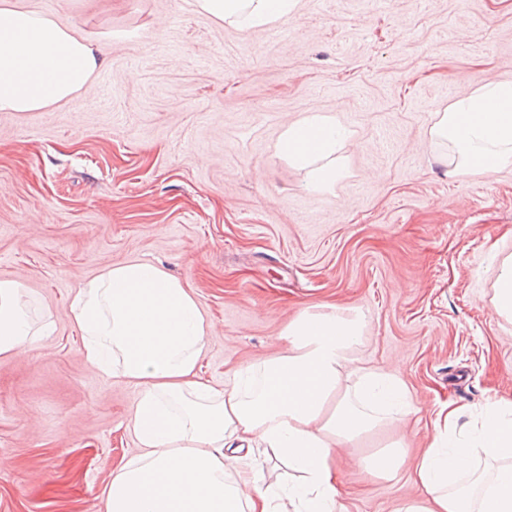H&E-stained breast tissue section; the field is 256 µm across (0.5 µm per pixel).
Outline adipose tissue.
Masks as SVG:
<instances>
[{
    "instance_id": "ef3b65f1",
    "label": "adipose tissue",
    "mask_w": 512,
    "mask_h": 512,
    "mask_svg": "<svg viewBox=\"0 0 512 512\" xmlns=\"http://www.w3.org/2000/svg\"><path fill=\"white\" fill-rule=\"evenodd\" d=\"M299 0H196L199 11L240 30L293 19ZM102 50L45 12L0 0V112H33L80 92L104 67ZM432 136L464 174L512 164V80L478 83L439 112ZM351 131L313 114L286 130L282 150L324 191L340 176L329 159ZM69 311L89 366L139 390L132 424L142 454L106 487V512H338V448L417 414L395 372H365L343 389L365 318L338 309L303 312L279 351L239 365L223 385L201 379L207 323L192 289L151 262L108 268L73 294ZM50 329L29 313L24 288L0 280V359ZM403 440L361 458L367 474L394 479ZM287 460L299 479L264 485L262 462ZM409 479L399 512H512V400L487 402L478 418L443 413Z\"/></svg>"
}]
</instances>
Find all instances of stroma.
<instances>
[{"label": "stroma", "mask_w": 512, "mask_h": 512, "mask_svg": "<svg viewBox=\"0 0 512 512\" xmlns=\"http://www.w3.org/2000/svg\"><path fill=\"white\" fill-rule=\"evenodd\" d=\"M103 46L70 100L0 112V280L47 336L0 361V512H105L140 448L134 384L93 371L72 294L106 268L161 264L210 325L200 375L276 353L318 304L364 312L349 366L387 369L420 413L339 449L343 512H398L396 481L359 467L403 438L409 461L446 404L512 399V324L490 304L512 253V166L449 175L437 112L482 79L512 80V0H300L239 30L195 0H21ZM331 114L353 133L314 193L278 152Z\"/></svg>", "instance_id": "obj_1"}]
</instances>
